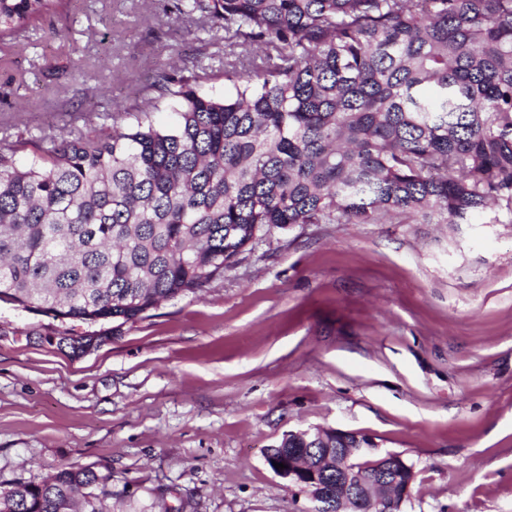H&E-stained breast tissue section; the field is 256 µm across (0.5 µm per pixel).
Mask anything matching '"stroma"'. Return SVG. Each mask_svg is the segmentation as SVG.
Here are the masks:
<instances>
[{
  "label": "stroma",
  "mask_w": 512,
  "mask_h": 512,
  "mask_svg": "<svg viewBox=\"0 0 512 512\" xmlns=\"http://www.w3.org/2000/svg\"><path fill=\"white\" fill-rule=\"evenodd\" d=\"M169 0H70L0 45V144L125 107L172 63L255 47ZM110 89L94 97L97 85ZM0 301V483L111 475L112 512H308L269 467L286 431H361L413 464L402 512H512V218L275 229L207 288L73 357Z\"/></svg>",
  "instance_id": "obj_1"
}]
</instances>
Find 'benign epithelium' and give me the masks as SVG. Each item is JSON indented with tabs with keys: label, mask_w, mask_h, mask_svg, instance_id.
<instances>
[{
	"label": "benign epithelium",
	"mask_w": 512,
	"mask_h": 512,
	"mask_svg": "<svg viewBox=\"0 0 512 512\" xmlns=\"http://www.w3.org/2000/svg\"><path fill=\"white\" fill-rule=\"evenodd\" d=\"M327 431L336 435V441L344 444L349 435L356 438V447L336 449V496L325 494L324 485L320 483L321 476L315 468L297 460L298 456L306 453L304 448L291 453L286 460L268 453L265 455L266 462L286 465V468H279L275 473L308 496L314 503L312 512H401L411 486L406 473L413 472V467L403 455L381 451L372 437L361 432L315 426L290 430L288 435L307 444L325 437ZM360 458L369 462L371 476L367 480L356 473L354 462Z\"/></svg>",
	"instance_id": "obj_1"
}]
</instances>
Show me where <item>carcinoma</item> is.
<instances>
[{
    "mask_svg": "<svg viewBox=\"0 0 512 512\" xmlns=\"http://www.w3.org/2000/svg\"><path fill=\"white\" fill-rule=\"evenodd\" d=\"M68 5L0 0V44ZM172 12L263 53L244 73L224 64L222 99L201 90L205 68L183 65L110 125L92 113L83 129L0 146V300L115 335L275 228L512 214V0H173ZM159 96L177 107L165 129ZM111 481L64 467L0 485V512H111Z\"/></svg>",
    "mask_w": 512,
    "mask_h": 512,
    "instance_id": "obj_1",
    "label": "carcinoma"
}]
</instances>
